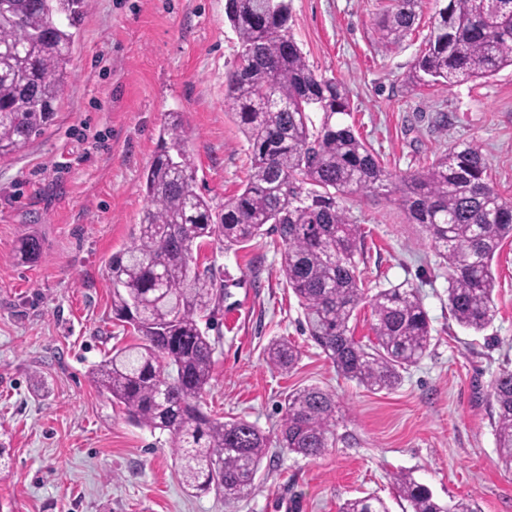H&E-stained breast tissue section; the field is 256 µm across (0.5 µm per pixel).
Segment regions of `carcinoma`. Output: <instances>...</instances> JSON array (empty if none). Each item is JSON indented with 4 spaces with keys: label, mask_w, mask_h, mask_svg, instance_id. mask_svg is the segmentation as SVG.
<instances>
[{
    "label": "carcinoma",
    "mask_w": 512,
    "mask_h": 512,
    "mask_svg": "<svg viewBox=\"0 0 512 512\" xmlns=\"http://www.w3.org/2000/svg\"><path fill=\"white\" fill-rule=\"evenodd\" d=\"M0 18V158L23 149L52 123L68 85L71 48L88 0H10ZM418 0H390L377 22L382 41L400 43L416 19ZM225 16L240 45L224 102L248 144L250 172L241 193L214 207L196 191V164L179 113H168L157 151L143 174L148 206L133 241L106 263L113 318L134 342L115 346L89 371L96 389L138 427L169 435L181 483L215 493L231 506L248 495L270 437L244 419L206 414L215 346L203 318L224 298L223 279L200 267L194 249L217 242L240 247L266 233L283 248L282 274L304 313V329L343 378L371 391H391L402 372L428 353L432 335L417 289L401 283L369 304L374 339H355L349 322L365 299L357 267L362 231L350 222L345 196L387 187L400 195L448 265V308L456 322L480 332L495 317L492 260L512 240V200L489 181L474 143L454 144L422 171L395 178L352 128L345 86L312 69L289 34V0H227ZM512 66V0H448L406 75L412 86L453 85ZM321 113L320 123L312 114ZM28 262L39 239L19 245ZM266 363L289 372L299 351L272 341ZM500 459L512 468V371L492 382ZM334 395L305 387L288 394L276 445L317 457L336 444ZM411 512H476L466 500L440 503L408 474L395 477ZM339 512H389L367 495Z\"/></svg>",
    "instance_id": "obj_1"
}]
</instances>
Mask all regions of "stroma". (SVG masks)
<instances>
[{"mask_svg":"<svg viewBox=\"0 0 512 512\" xmlns=\"http://www.w3.org/2000/svg\"><path fill=\"white\" fill-rule=\"evenodd\" d=\"M389 0H292L290 33L317 73L343 83V122L391 174L423 170L448 146L473 142L496 189L512 198V68L453 86L408 88L405 76L436 18L422 0L400 44L376 21ZM226 0H90L72 48V77L53 124L0 159V512H338L374 494L408 512L394 483L409 473L441 503L512 512V469L498 457L491 383L512 370V242L493 261L496 316L484 331L460 327L448 308V269L394 193L358 192L346 203L365 232L367 299L350 327L373 332L368 298L409 283L431 319L427 355L399 388L371 392L337 374L303 330L304 315L268 235L242 249L211 243L198 260L220 268L228 292L208 334L215 367L204 408L275 435L288 392L336 396V445L316 458L269 448L249 495L227 508L181 484L168 436L133 425L88 379L105 353L131 339L112 319L105 264L132 241L148 202L142 173L168 113H181L197 188L215 204L249 174L247 144L224 104L240 51ZM38 262L17 256L21 238ZM274 338L300 351L282 374L264 359Z\"/></svg>","mask_w":512,"mask_h":512,"instance_id":"stroma-1","label":"stroma"}]
</instances>
